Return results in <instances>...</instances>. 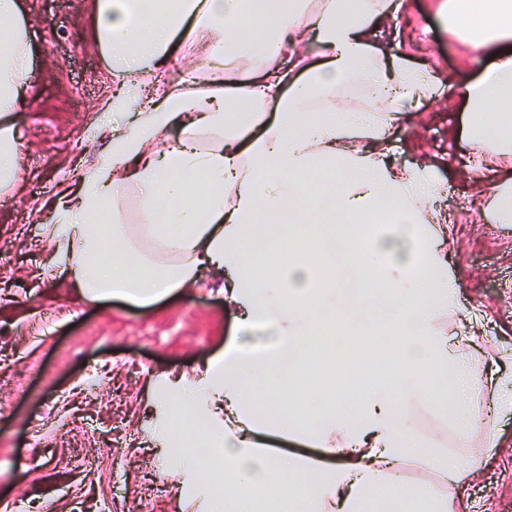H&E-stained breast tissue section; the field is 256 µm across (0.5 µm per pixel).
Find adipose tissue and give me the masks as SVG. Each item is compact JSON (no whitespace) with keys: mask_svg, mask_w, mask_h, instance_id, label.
Segmentation results:
<instances>
[{"mask_svg":"<svg viewBox=\"0 0 512 512\" xmlns=\"http://www.w3.org/2000/svg\"><path fill=\"white\" fill-rule=\"evenodd\" d=\"M398 0H93L95 40L119 91L99 121L109 131L78 190L58 198L46 234L49 263L80 299L148 307L196 284L224 281L241 330L192 377L153 384L157 447L175 463L179 491L200 512H453V497L407 482L421 460L436 482L466 484L475 455L444 453L413 428L406 406L431 394L460 439L477 426L471 392L486 384L492 408L512 409V379L485 352L478 376L448 325L462 312L448 272L446 193L433 165L390 157L405 106L435 97L441 79L374 40ZM437 18L475 53L480 74L461 95L460 130L492 175L486 209L512 223V0H437ZM319 52H299V43ZM190 45L244 80L214 73L162 85L178 46ZM32 46L20 0H0V192L19 177L18 107L30 86ZM157 80L143 103L139 77ZM365 83L360 105L339 86ZM177 137H168L171 127ZM333 183H323L325 172ZM139 224H115L130 188ZM317 223L305 224L302 213ZM311 240L310 250L297 249ZM277 253L257 272L262 248ZM355 366L335 404L311 384L318 365ZM292 437L331 457L319 465L278 451Z\"/></svg>","mask_w":512,"mask_h":512,"instance_id":"ef3b65f1","label":"adipose tissue"}]
</instances>
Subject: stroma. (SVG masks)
<instances>
[{
    "label": "stroma",
    "instance_id": "1",
    "mask_svg": "<svg viewBox=\"0 0 512 512\" xmlns=\"http://www.w3.org/2000/svg\"><path fill=\"white\" fill-rule=\"evenodd\" d=\"M33 46L32 92L23 110L21 178L0 196V512H194L150 436L151 384L191 374L238 334L216 282L174 293L145 309L113 299L84 306L46 264L50 203L75 170L101 160L97 125L117 87L92 40L91 0H21ZM385 35L390 51L449 76L398 125L392 159L434 164L448 193L439 201L456 228L449 270L462 280L467 319L457 328L495 346L512 370V224L481 218L475 184L485 170L459 136L467 106L459 85L478 66L437 21L432 0H403ZM437 448L481 454L460 489L462 512H512V411L495 421L493 443L457 438L426 397L407 409Z\"/></svg>",
    "mask_w": 512,
    "mask_h": 512
}]
</instances>
